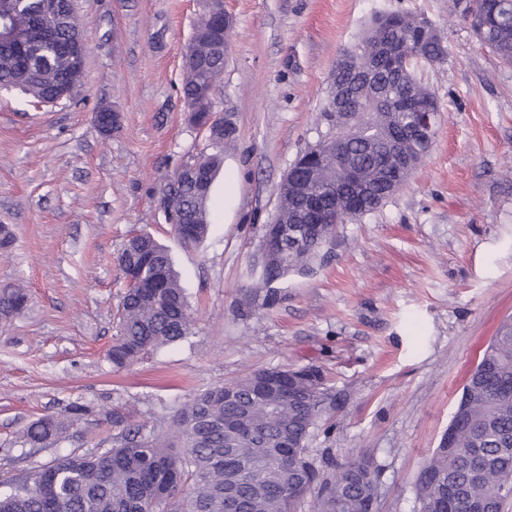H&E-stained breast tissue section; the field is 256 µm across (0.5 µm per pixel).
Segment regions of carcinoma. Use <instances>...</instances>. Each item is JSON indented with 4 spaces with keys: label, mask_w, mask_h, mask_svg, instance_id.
<instances>
[{
    "label": "carcinoma",
    "mask_w": 512,
    "mask_h": 512,
    "mask_svg": "<svg viewBox=\"0 0 512 512\" xmlns=\"http://www.w3.org/2000/svg\"><path fill=\"white\" fill-rule=\"evenodd\" d=\"M44 0H0L8 5L13 24L30 48L31 63L21 68L15 50L0 44V89H13L41 101L50 86L64 79L75 88L83 70L58 52L33 18ZM222 0H211L195 23L183 53L182 93L185 100L215 94L227 56L216 54L213 36L220 28ZM464 14L478 43L504 63L512 64V0H466ZM391 48L382 68L374 70L364 53ZM447 56L441 36L424 18L386 13L372 18L358 43L344 50L330 82V118L326 137L345 127L354 129L347 154L360 171L371 176L379 193L376 205L354 215L336 216L345 224L381 208L412 176L433 140L403 139L400 150L411 164L396 169L384 160L392 132L405 128V113L439 111L434 92L417 78L420 64H440ZM235 130L207 134L199 161L215 179L224 147ZM295 185L280 194L278 211L294 199H315L336 209L341 172L336 153L317 156L308 150L293 163ZM210 189H201L177 169L168 183L164 208L178 240L186 247L201 244L209 232ZM125 289L117 335L109 352L112 368L136 363L152 348L186 339L193 320L179 274L168 249L144 229H134L117 257ZM309 258L297 256L281 269L261 264L257 286L267 287L290 271L307 268ZM28 303L23 288L0 293V316L23 312ZM463 386L451 425L452 439L438 448L416 479L420 512H437L434 479L452 478L457 487V512L482 500L495 510L499 502L498 475L512 472V321H504ZM289 369L258 367L243 376L195 394L174 416L164 433L146 423L128 424L118 408L112 426L119 432L112 447L89 454H69L33 471L53 489L51 497L27 477L15 479L0 493V512H297L302 499L296 486L304 482L317 492L316 512H368L377 495L370 461L354 458L338 466L318 484L319 469L308 458L307 441L328 392L319 371L301 369L290 389L278 381ZM93 408L73 403L63 416H46L30 423L21 443L46 448L70 435Z\"/></svg>",
    "instance_id": "obj_1"
}]
</instances>
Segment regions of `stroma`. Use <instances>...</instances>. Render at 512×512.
<instances>
[{"label": "stroma", "instance_id": "1", "mask_svg": "<svg viewBox=\"0 0 512 512\" xmlns=\"http://www.w3.org/2000/svg\"><path fill=\"white\" fill-rule=\"evenodd\" d=\"M208 0H75L87 57L70 98L0 90V287L27 308L0 317V483L112 445L115 407L167 426L196 392L257 366L315 367L330 402L307 443L317 468L364 456L375 512H418L415 480L448 432L462 387L512 318V65L480 47L461 0H224L233 27L214 110L236 140L211 192L204 245L184 248L162 205L174 170L206 143L180 93L183 51ZM427 18L447 47L420 66L441 120L410 180L338 225L323 260L257 285L262 227L289 166L325 135L330 75L379 13ZM118 113L101 134L94 117ZM171 253L194 325L116 371L108 358L129 232ZM87 421L51 448L21 431L71 403Z\"/></svg>", "mask_w": 512, "mask_h": 512}]
</instances>
